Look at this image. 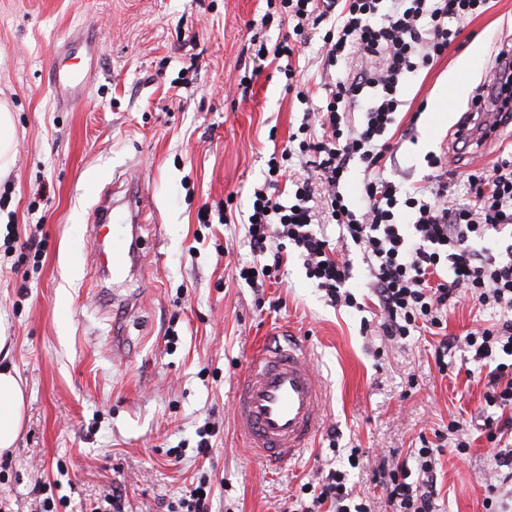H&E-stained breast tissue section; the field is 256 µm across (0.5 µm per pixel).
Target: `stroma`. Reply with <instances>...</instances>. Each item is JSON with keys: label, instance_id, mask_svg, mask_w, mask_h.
Listing matches in <instances>:
<instances>
[{"label": "stroma", "instance_id": "35a3bbf8", "mask_svg": "<svg viewBox=\"0 0 512 512\" xmlns=\"http://www.w3.org/2000/svg\"><path fill=\"white\" fill-rule=\"evenodd\" d=\"M265 10L264 0H0V101L16 143L0 175V334L27 393L26 426L0 453V512H43L48 498L53 512H105L115 494L124 512H177L203 476L212 512H295L301 485L331 468L382 512L383 460L408 458L419 435L434 439L450 417L483 407V382L460 370L464 348L443 375L429 332L403 343L363 333L370 312L329 306L296 257L280 285L259 292L235 280V265L252 258L251 192L308 110L275 65L255 61L252 37L271 44L289 33L278 12L254 27ZM82 32L97 38L98 73L86 99L62 110L47 70L58 43ZM475 44L465 91L449 92V74ZM511 44L512 0H493L404 82L405 105L426 106L415 142L397 153L411 179L425 174L429 152L455 151L465 170L492 166L512 145V126L476 155L451 136ZM321 46L311 34L290 60L314 99L325 81ZM132 180L153 209L136 273L114 284L99 271L90 226L104 193L123 196ZM204 209L226 210L228 223H199ZM11 226L40 241V257L6 251ZM273 331L303 346L327 389L311 448L276 468L253 456L233 411L236 382ZM207 421L217 434L202 457L196 430ZM437 471L439 512H485L494 472L484 438L463 456L443 448Z\"/></svg>", "mask_w": 512, "mask_h": 512}]
</instances>
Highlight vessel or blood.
Here are the masks:
<instances>
[{
	"label": "vessel or blood",
	"mask_w": 512,
	"mask_h": 512,
	"mask_svg": "<svg viewBox=\"0 0 512 512\" xmlns=\"http://www.w3.org/2000/svg\"><path fill=\"white\" fill-rule=\"evenodd\" d=\"M91 44L90 37L81 36L66 39L61 47L65 57L81 56V68L51 64V81L60 105H70L89 89L96 71ZM498 119L495 112L468 113L461 122V134L470 142L480 140L484 128ZM147 210L146 196L134 184L121 201L98 209L93 227V236L100 242L98 262L113 280L126 278L136 263L137 229ZM325 400L326 388L302 347H263L252 354L237 383V429L255 457L280 464L310 446Z\"/></svg>",
	"instance_id": "1"
}]
</instances>
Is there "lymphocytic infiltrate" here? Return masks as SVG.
Wrapping results in <instances>:
<instances>
[{"mask_svg": "<svg viewBox=\"0 0 512 512\" xmlns=\"http://www.w3.org/2000/svg\"><path fill=\"white\" fill-rule=\"evenodd\" d=\"M491 0H280L292 34L324 28L323 66L345 60L353 69L325 83L323 99L266 161L263 186L254 188L247 216L253 261L239 279L253 288L280 283L288 254L302 259L306 275L331 307L362 309L352 291V252L366 265V301L380 311L379 329L404 342L420 329H442L449 307L470 301L495 309L494 319L464 338L471 373L484 374L485 438L493 448L494 472L512 481V151L491 169L462 177L469 198L451 203L453 161L426 156L427 174L406 181L395 174L398 144L414 141L415 126L399 127L400 85L433 64L457 41L465 23L486 12ZM310 174L287 177L293 153ZM363 171L359 201L343 186L352 166ZM288 178V177H287ZM440 446L422 441L415 452L420 478L406 464L381 470L391 512H437L436 457ZM312 499L300 512H371L355 501L343 471L307 483Z\"/></svg>", "mask_w": 512, "mask_h": 512, "instance_id": "f902f5d3", "label": "lymphocytic infiltrate"}]
</instances>
